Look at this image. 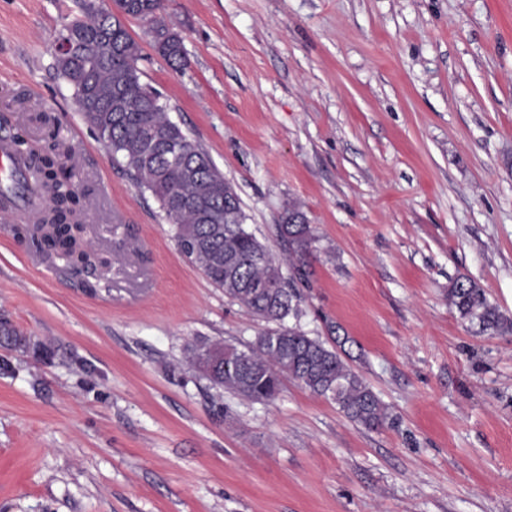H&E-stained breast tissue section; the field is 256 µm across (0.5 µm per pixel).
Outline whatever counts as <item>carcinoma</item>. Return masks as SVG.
<instances>
[{
	"label": "carcinoma",
	"instance_id": "obj_1",
	"mask_svg": "<svg viewBox=\"0 0 512 512\" xmlns=\"http://www.w3.org/2000/svg\"><path fill=\"white\" fill-rule=\"evenodd\" d=\"M119 14L92 8L79 0V14L63 27L70 50L53 56L52 68L73 89L86 122L94 128L112 159L123 166L137 187L150 192L165 219L176 226L180 252L199 266L224 295L268 324L256 339L240 348L222 343V361L210 384L252 401L273 399L286 379L298 381L312 394L336 403L351 422L378 430L392 421L389 408L349 364L340 326L327 324L329 339L311 337L286 319L299 314L296 284L309 282L306 258L319 239L304 213L286 207L278 225L285 254L276 257L250 232L232 184L201 145L168 116L167 102L141 82V48L123 19L147 26L157 54L174 70L187 60L184 38L165 17L164 0H115ZM71 150L57 134L50 135L37 155L41 177L13 181L0 193L21 197L29 188L75 183ZM84 196L62 194L49 204V215L21 225L17 235L49 256L66 254L72 264L87 265L78 237ZM290 275L284 276L283 261ZM448 302L459 318L484 331H512L484 288L460 275L448 288Z\"/></svg>",
	"mask_w": 512,
	"mask_h": 512
}]
</instances>
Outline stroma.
<instances>
[{
    "label": "stroma",
    "mask_w": 512,
    "mask_h": 512,
    "mask_svg": "<svg viewBox=\"0 0 512 512\" xmlns=\"http://www.w3.org/2000/svg\"><path fill=\"white\" fill-rule=\"evenodd\" d=\"M76 0H0L1 132L80 163L95 292L0 215V314L49 358L0 348V512H512V334L448 302L457 275L512 320V0H166L172 70L126 27L142 81L233 185L274 254L286 205L320 238L293 323L360 345L394 422L368 431L285 380L210 386L191 344L265 329L180 253L51 63Z\"/></svg>",
    "instance_id": "1"
}]
</instances>
